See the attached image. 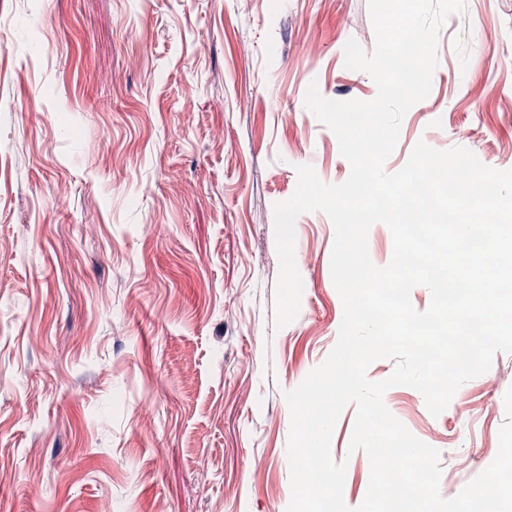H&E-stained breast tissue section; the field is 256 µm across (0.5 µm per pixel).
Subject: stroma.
I'll return each mask as SVG.
<instances>
[{
	"label": "stroma",
	"mask_w": 512,
	"mask_h": 512,
	"mask_svg": "<svg viewBox=\"0 0 512 512\" xmlns=\"http://www.w3.org/2000/svg\"><path fill=\"white\" fill-rule=\"evenodd\" d=\"M375 45L368 0H0V512H287V391L323 362L343 316L334 228L295 221L297 317L274 325V206L296 165L350 164L306 106L377 87L345 66ZM427 98L385 163L418 142L512 169V0L446 20ZM512 354L432 416L391 413L440 452L456 496L498 452ZM331 440L344 500L370 463Z\"/></svg>",
	"instance_id": "stroma-1"
}]
</instances>
